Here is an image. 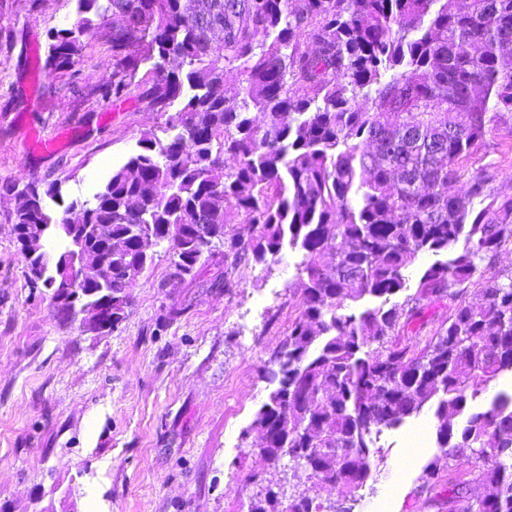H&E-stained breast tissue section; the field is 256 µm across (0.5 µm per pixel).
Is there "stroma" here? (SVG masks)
Masks as SVG:
<instances>
[{
  "label": "stroma",
  "mask_w": 512,
  "mask_h": 512,
  "mask_svg": "<svg viewBox=\"0 0 512 512\" xmlns=\"http://www.w3.org/2000/svg\"><path fill=\"white\" fill-rule=\"evenodd\" d=\"M77 0H0V512H247V482L263 461L244 431L273 388L269 359L299 312L295 256L245 262L239 288L214 285L224 265L168 282V243L150 250L114 330L85 333L52 313L32 284L14 233L19 200L5 184L36 177L87 200L166 114L135 100L112 121L97 93L112 78V19L82 39L74 73L37 77L51 29L74 26ZM62 135L55 152L28 135ZM475 161L491 165L495 191L512 194V129L490 130ZM175 319H168L169 311ZM423 430L413 452L408 438ZM374 478L354 512H448L442 494L463 470L438 459L431 409L384 431ZM437 461L434 491L418 478Z\"/></svg>",
  "instance_id": "obj_1"
}]
</instances>
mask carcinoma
Here are the masks:
<instances>
[{
  "instance_id": "obj_1",
  "label": "carcinoma",
  "mask_w": 512,
  "mask_h": 512,
  "mask_svg": "<svg viewBox=\"0 0 512 512\" xmlns=\"http://www.w3.org/2000/svg\"><path fill=\"white\" fill-rule=\"evenodd\" d=\"M78 2L84 17L50 32L45 67H72L93 18L118 19L112 82L98 94L169 113L167 137L144 133L90 200L67 202L59 184L36 178L19 190L14 232L30 279L63 288L56 264L80 252L64 228L72 212L93 226L86 246L112 272L110 283L80 286L105 308L99 289L121 290L126 270L148 264L144 232L169 244L174 283L224 257L214 286L226 292L239 287L232 269L276 262L287 247L305 281L300 312L246 433L261 435L268 464L286 458L310 472L304 489L288 485V512H351L382 432L427 404L448 470L482 461L469 471L489 489L478 512H512V394L474 408L512 372V274L487 276L512 246V195L490 189L488 169L466 167L490 129L512 123V0ZM228 70L240 75L231 97ZM462 178L467 190L448 193ZM36 224L61 243L51 265L27 252ZM426 252L438 260L415 292L384 307ZM472 285L478 305L466 297ZM367 297L383 303L360 308ZM445 299L448 324L420 348L404 343L400 332ZM286 479L252 474L248 512H274ZM469 482L448 484V512ZM322 485L335 500H319Z\"/></svg>"
}]
</instances>
